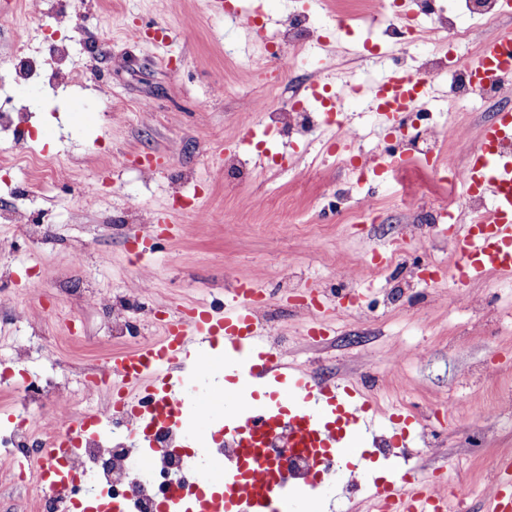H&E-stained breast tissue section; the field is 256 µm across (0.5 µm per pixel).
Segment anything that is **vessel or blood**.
Masks as SVG:
<instances>
[{
    "instance_id": "b4317fda",
    "label": "vessel or blood",
    "mask_w": 512,
    "mask_h": 512,
    "mask_svg": "<svg viewBox=\"0 0 512 512\" xmlns=\"http://www.w3.org/2000/svg\"><path fill=\"white\" fill-rule=\"evenodd\" d=\"M477 66L482 81H502L512 68V34L484 39ZM435 85H419L401 71L387 73L368 85L346 82L329 97L314 93L323 108L366 98L385 120L427 100ZM512 139V113L502 111L485 125L479 142L466 159L465 186L475 189L491 206L489 217L477 224L460 225L452 248L465 259L470 275L488 271L512 273V155L498 151ZM236 305L216 313L204 306L187 308L165 329L160 340L112 356V375L121 386L113 392L114 408L91 416L87 426L61 431L48 457L67 453L77 436L108 422L113 411L124 412L136 430L152 427L154 416L147 405L161 403L168 424L179 429L189 420L209 419L214 405L191 406L187 396L191 378L224 376V409L231 413L225 441L231 451L227 465L211 464L207 476L192 491L174 487L171 501H183L187 512H294V495L285 493L282 473L268 465L261 449L270 439L285 434L289 448H314L319 456L364 465L369 459V437L378 417L372 403L347 381L316 382L307 371L288 366L265 344V327L255 315V304L246 287L236 291ZM224 347V359L215 362L209 345ZM418 420L392 415L387 427L399 447L413 440ZM378 512H450L447 497L429 484L408 477L387 482L375 490Z\"/></svg>"
}]
</instances>
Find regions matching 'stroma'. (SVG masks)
<instances>
[{
	"instance_id": "1",
	"label": "stroma",
	"mask_w": 512,
	"mask_h": 512,
	"mask_svg": "<svg viewBox=\"0 0 512 512\" xmlns=\"http://www.w3.org/2000/svg\"><path fill=\"white\" fill-rule=\"evenodd\" d=\"M239 2L278 26L308 13L318 71H280L254 32L225 24L217 0H0L14 19L0 27V76L17 66L15 32L35 57L54 42L69 47L58 87L0 86V110L14 115L0 129V208L25 213L0 223V309L15 313L0 322V352L27 350L0 363V431L25 412L12 389L20 373L81 394L84 369L158 341L188 307H229L244 283L267 302L286 362L351 381L380 415L417 409L429 433L406 464L374 454L361 483L340 467L305 512H368L384 470L446 486L454 512H489L486 486L498 460L512 457V275L453 277L455 227L430 223L435 199L417 174L373 175L369 216L327 213L326 198L349 176L329 151L343 127L365 129L348 151L365 165L385 161L393 139L364 100L303 141L248 109L273 85L307 96L375 76L359 51L365 39L382 41L381 30L337 31L375 0ZM428 107L441 129L432 165L464 164L491 104L456 111L443 85ZM249 129L260 134L250 162L230 164ZM21 152L53 161L54 179L33 184L15 163ZM91 185L97 196H87ZM151 216L166 231L153 233L144 269L128 241ZM34 222L45 229L37 239ZM340 282L359 293L363 313L337 307ZM136 288L147 313L134 335L113 337V309Z\"/></svg>"
}]
</instances>
